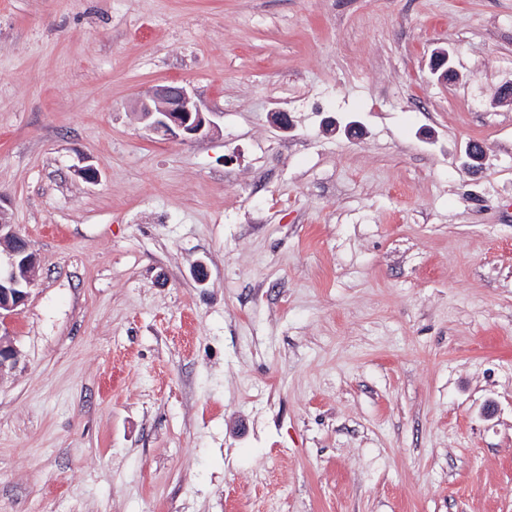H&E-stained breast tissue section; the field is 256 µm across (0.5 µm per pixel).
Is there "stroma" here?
Segmentation results:
<instances>
[{
  "instance_id": "1",
  "label": "stroma",
  "mask_w": 512,
  "mask_h": 512,
  "mask_svg": "<svg viewBox=\"0 0 512 512\" xmlns=\"http://www.w3.org/2000/svg\"><path fill=\"white\" fill-rule=\"evenodd\" d=\"M506 85L512 0H0V512H512ZM152 102H141L140 118L154 132L169 139L192 140L215 127L185 87L159 86ZM5 211L0 206V242H10L7 261L2 263L0 256V325L2 322L21 312V306L27 301L28 288L36 264L35 255L28 247L18 249L19 237L6 221Z\"/></svg>"
}]
</instances>
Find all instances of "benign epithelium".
<instances>
[{
  "instance_id": "7a95c632",
  "label": "benign epithelium",
  "mask_w": 512,
  "mask_h": 512,
  "mask_svg": "<svg viewBox=\"0 0 512 512\" xmlns=\"http://www.w3.org/2000/svg\"><path fill=\"white\" fill-rule=\"evenodd\" d=\"M432 70L439 79L446 80L453 73L445 52L435 55ZM141 120L156 133L169 139L183 141L195 139L214 127L213 121L204 113L186 88L163 85L155 89L152 102L143 101L139 107ZM8 240L7 261L0 262V323L21 312L27 301L28 288L36 264L35 255L28 248L19 249V237L6 221L5 211L0 206V242ZM17 351L0 336V373L13 364Z\"/></svg>"
}]
</instances>
